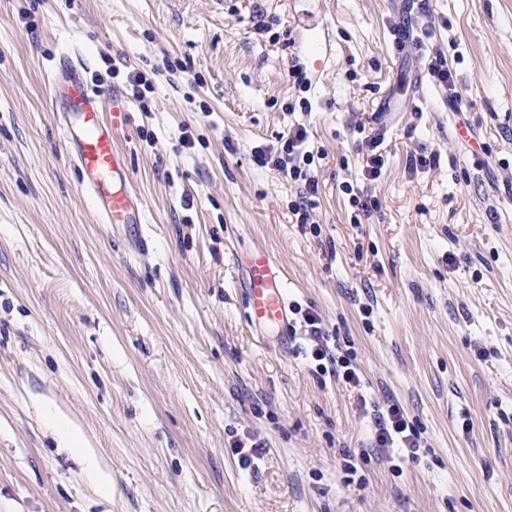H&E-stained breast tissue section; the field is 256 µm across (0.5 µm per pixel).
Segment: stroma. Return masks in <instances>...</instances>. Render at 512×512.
Masks as SVG:
<instances>
[{
  "instance_id": "obj_1",
  "label": "stroma",
  "mask_w": 512,
  "mask_h": 512,
  "mask_svg": "<svg viewBox=\"0 0 512 512\" xmlns=\"http://www.w3.org/2000/svg\"><path fill=\"white\" fill-rule=\"evenodd\" d=\"M302 10L329 44L305 94ZM412 19L466 114L398 50ZM66 51L128 104L141 229L100 223L66 154ZM297 123L325 153L308 224L251 155ZM362 125L383 136L375 180ZM346 182L379 204L362 223ZM254 247L363 390L318 370L304 326L251 327L234 257ZM363 392L404 410L418 461L373 447ZM0 512H512V0H0Z\"/></svg>"
}]
</instances>
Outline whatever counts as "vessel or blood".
I'll list each match as a JSON object with an SVG mask.
<instances>
[{"instance_id":"1","label":"vessel or blood","mask_w":512,"mask_h":512,"mask_svg":"<svg viewBox=\"0 0 512 512\" xmlns=\"http://www.w3.org/2000/svg\"><path fill=\"white\" fill-rule=\"evenodd\" d=\"M297 25L303 35L305 58L320 56L325 41L312 16L300 13ZM86 69L82 59L63 56L50 83L51 100L61 111L66 152L81 173L82 186L92 198L101 223L143 224V207L129 187L126 156L115 145V133L127 120L128 111L121 98H113L112 119L102 121V102L84 80ZM237 263L245 273L252 325L287 329L291 311L287 283L270 254L257 248L239 255Z\"/></svg>"}]
</instances>
